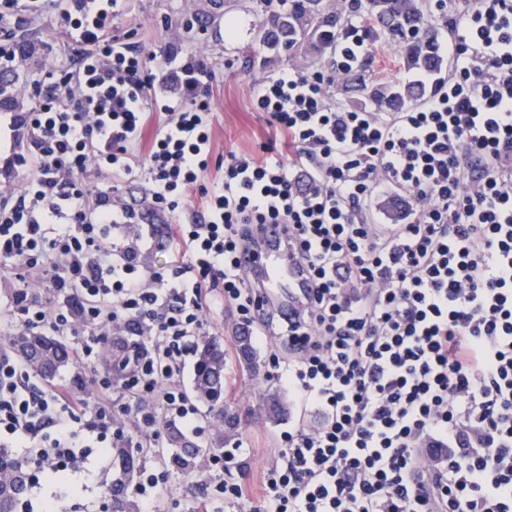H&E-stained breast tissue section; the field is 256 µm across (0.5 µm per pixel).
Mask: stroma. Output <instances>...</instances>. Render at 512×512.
I'll return each instance as SVG.
<instances>
[{
  "mask_svg": "<svg viewBox=\"0 0 512 512\" xmlns=\"http://www.w3.org/2000/svg\"><path fill=\"white\" fill-rule=\"evenodd\" d=\"M264 6L259 0H122L116 25L135 44H147L156 53L151 67L162 72L164 56L177 51L180 61L204 57L216 75L213 154L245 152L262 155L270 138L261 113L255 112L250 92L256 81L293 64L310 69L330 67V55L303 45L290 53L276 54L263 47L257 37ZM26 41L24 54L8 71L16 86L32 89L42 83L46 69L70 61L71 40L57 13L42 14L31 23L0 22V35ZM401 49L388 40L373 42L367 62L369 84L396 87L417 79V71L407 69ZM206 334L218 338L224 347V407L234 413L238 426L226 441V448L244 445L250 453L243 465L223 474L226 480L247 482L248 502L225 508L224 512H255L264 500V471L276 453L281 431L291 425H314L313 412L301 410L286 387L277 380L265 349L255 348L253 366H246L234 340L235 327L228 307L207 313ZM280 399L284 413L269 418L265 407L270 397ZM109 461L91 457L84 471L67 481L60 499H53L55 484L39 482L29 488L28 499L53 502L56 512H109ZM199 474L171 472L157 497V512H206L205 494Z\"/></svg>",
  "mask_w": 512,
  "mask_h": 512,
  "instance_id": "stroma-1",
  "label": "stroma"
}]
</instances>
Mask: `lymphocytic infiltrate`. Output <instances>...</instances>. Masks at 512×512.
I'll return each instance as SVG.
<instances>
[{"label":"lymphocytic infiltrate","mask_w":512,"mask_h":512,"mask_svg":"<svg viewBox=\"0 0 512 512\" xmlns=\"http://www.w3.org/2000/svg\"><path fill=\"white\" fill-rule=\"evenodd\" d=\"M57 6L75 60L0 134V262L23 284L14 335L75 337L80 363L113 347L124 377L45 386L0 355V439L64 478L167 421L194 428L180 377L225 303L319 416L282 433L265 512H512V0H465L448 72L403 112L332 102L341 63L262 78L252 102L275 142L218 160L204 59L170 52L156 74L115 26L118 0H0L15 19ZM155 216L162 272L141 263ZM260 224L287 225L314 285L289 319L238 258ZM237 455L200 464L214 512L245 498L219 477Z\"/></svg>","instance_id":"lymphocytic-infiltrate-1"}]
</instances>
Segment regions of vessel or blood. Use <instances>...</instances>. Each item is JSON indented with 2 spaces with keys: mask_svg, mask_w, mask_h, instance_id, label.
Returning <instances> with one entry per match:
<instances>
[{
  "mask_svg": "<svg viewBox=\"0 0 512 512\" xmlns=\"http://www.w3.org/2000/svg\"><path fill=\"white\" fill-rule=\"evenodd\" d=\"M282 239L281 227L261 226L255 245L242 252L240 260L253 269L269 300L290 313L303 301L309 283L297 261L285 250Z\"/></svg>",
  "mask_w": 512,
  "mask_h": 512,
  "instance_id": "obj_1",
  "label": "vessel or blood"
}]
</instances>
